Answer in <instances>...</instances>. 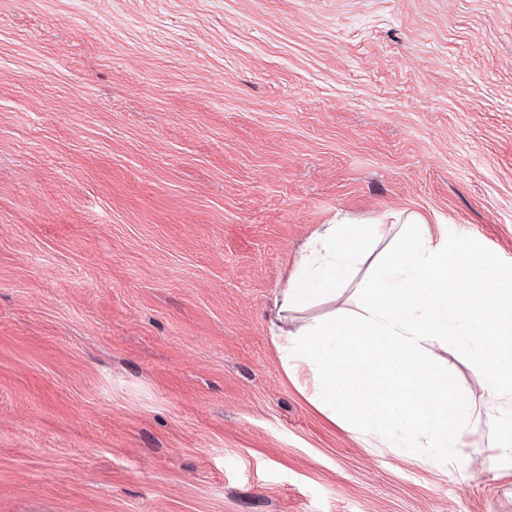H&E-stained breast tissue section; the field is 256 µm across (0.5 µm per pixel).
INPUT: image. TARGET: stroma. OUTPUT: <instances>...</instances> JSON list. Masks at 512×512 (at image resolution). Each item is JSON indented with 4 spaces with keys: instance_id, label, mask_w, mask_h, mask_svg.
Here are the masks:
<instances>
[{
    "instance_id": "stroma-1",
    "label": "stroma",
    "mask_w": 512,
    "mask_h": 512,
    "mask_svg": "<svg viewBox=\"0 0 512 512\" xmlns=\"http://www.w3.org/2000/svg\"><path fill=\"white\" fill-rule=\"evenodd\" d=\"M398 212L512 270V0H0V512H512V422L422 467L281 365L308 239Z\"/></svg>"
}]
</instances>
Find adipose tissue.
Listing matches in <instances>:
<instances>
[{
    "label": "adipose tissue",
    "instance_id": "adipose-tissue-1",
    "mask_svg": "<svg viewBox=\"0 0 512 512\" xmlns=\"http://www.w3.org/2000/svg\"><path fill=\"white\" fill-rule=\"evenodd\" d=\"M383 240L390 248L372 278L356 283L353 315L297 319L354 283L363 254ZM276 307L284 369L308 370L312 402L368 447L414 448L423 465L456 460L480 413L436 363L437 347L460 352L488 410L512 420V271L449 244L444 225L401 213L323 225Z\"/></svg>",
    "mask_w": 512,
    "mask_h": 512
}]
</instances>
